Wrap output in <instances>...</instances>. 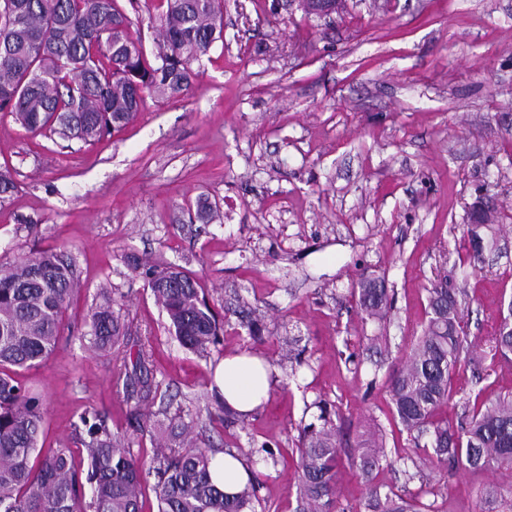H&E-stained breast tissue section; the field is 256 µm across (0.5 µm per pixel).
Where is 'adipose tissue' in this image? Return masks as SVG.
I'll return each mask as SVG.
<instances>
[{
    "mask_svg": "<svg viewBox=\"0 0 512 512\" xmlns=\"http://www.w3.org/2000/svg\"><path fill=\"white\" fill-rule=\"evenodd\" d=\"M214 381L226 403L246 416L267 398L272 384V368L257 356L231 354L216 366ZM211 475L228 495L238 493L250 477L243 458L234 452L215 455L211 461Z\"/></svg>",
    "mask_w": 512,
    "mask_h": 512,
    "instance_id": "obj_1",
    "label": "adipose tissue"
}]
</instances>
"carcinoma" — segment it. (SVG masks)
I'll return each instance as SVG.
<instances>
[{
    "mask_svg": "<svg viewBox=\"0 0 512 512\" xmlns=\"http://www.w3.org/2000/svg\"><path fill=\"white\" fill-rule=\"evenodd\" d=\"M162 46L150 56L130 33L129 17L117 0H0V112H9L27 132L93 142L126 125L147 99L181 94L194 75L193 63L221 38L220 0H157ZM483 208L470 217L467 234L482 246L495 245L485 232ZM156 302L165 310L169 331L186 349L207 354L223 333L195 280L184 271L147 269ZM81 287L75 258L46 249L17 263L0 265V512H142L145 463L113 433L99 413L80 417L75 428L80 453L38 445L44 409L21 379V372L46 363L68 328L67 314ZM428 320L405 368L393 379L391 404L413 441L412 460L421 457L438 469L512 472V395L486 403L465 399L460 423L439 418L458 394L453 377L462 366L483 378L486 368L467 344L462 292L448 277L430 281ZM361 314L384 318L392 296L380 277H365L353 289ZM108 290L86 316L84 337L96 350L109 351L128 334ZM492 360L512 359V301L488 339ZM147 358L132 368L121 364L118 379L139 384L138 405L154 402L158 386L149 378ZM321 429L299 431L297 512H333L341 448L336 428L319 406ZM164 436L154 446V492L159 512H254L255 484L248 481L229 496L210 478L214 450L194 444V421L181 411L162 410ZM429 442L420 445L423 436ZM386 460L383 444L366 443L351 459L365 486L363 512H421L420 503L373 483ZM501 489L484 492V512H500Z\"/></svg>",
    "mask_w": 512,
    "mask_h": 512,
    "instance_id": "cac0c4a2",
    "label": "carcinoma"
}]
</instances>
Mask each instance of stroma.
Masks as SVG:
<instances>
[{
    "mask_svg": "<svg viewBox=\"0 0 512 512\" xmlns=\"http://www.w3.org/2000/svg\"><path fill=\"white\" fill-rule=\"evenodd\" d=\"M194 70L189 91L91 144L31 135L0 112V169L17 184L0 201V264L63 248L84 283L71 334L24 374L44 404L39 443L76 448L74 425L95 409L151 459L114 376L142 349L156 405L169 397L196 418L198 446L279 451L277 464L252 466L256 512H295L299 428L326 401L340 414L336 507L353 512L363 432L379 426L391 454L409 446L389 387L426 322L434 274L465 290L475 355L512 300V0H343L328 15L299 0H224V37ZM484 198L498 244L472 265L467 224ZM203 199L220 220L192 219ZM151 265L188 271L216 312L245 304L260 339L233 316L209 355L183 348L148 287ZM369 274L394 298L381 322L362 319L352 296ZM104 286L132 336L96 352L84 316ZM241 351L270 364V394L248 417L211 421L212 370ZM455 384L484 400L512 393V362L481 381L461 368ZM375 480L435 512H482V489L512 476L451 468L410 481L398 464Z\"/></svg>",
    "mask_w": 512,
    "mask_h": 512,
    "instance_id": "stroma-1",
    "label": "stroma"
}]
</instances>
